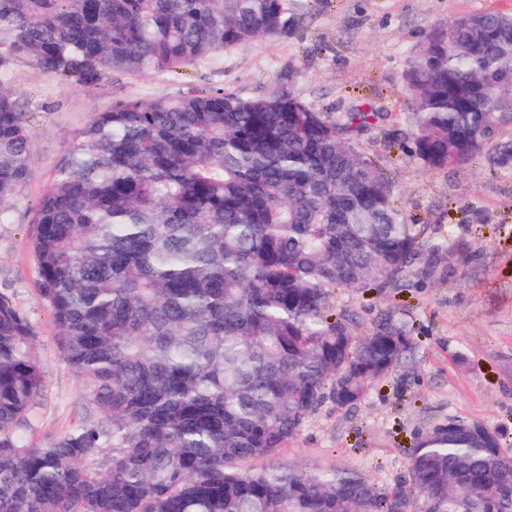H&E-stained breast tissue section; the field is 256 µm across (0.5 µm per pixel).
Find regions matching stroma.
I'll list each match as a JSON object with an SVG mask.
<instances>
[{
    "label": "stroma",
    "instance_id": "35a3bbf8",
    "mask_svg": "<svg viewBox=\"0 0 512 512\" xmlns=\"http://www.w3.org/2000/svg\"><path fill=\"white\" fill-rule=\"evenodd\" d=\"M486 9L512 13V0H321L287 35L160 77L116 73L97 88L62 83L27 60L15 61L14 85L32 141L31 179L13 201L10 221L0 223V291L28 316L45 372L34 442L78 424L86 410L39 294L31 249L33 209L78 132L117 100L287 86L320 112L369 103L383 113L363 143L393 182L395 205L441 249L416 257L406 291H333V306L352 311L361 331L387 306L406 308L417 348L358 406L324 407L280 461L355 468L383 489L407 475L409 450L426 427L448 418L502 426L512 444V169L477 159L438 171L399 147L411 110L404 76L416 46L434 24ZM452 232L467 240V256L449 255ZM430 264L432 278L422 274Z\"/></svg>",
    "mask_w": 512,
    "mask_h": 512
}]
</instances>
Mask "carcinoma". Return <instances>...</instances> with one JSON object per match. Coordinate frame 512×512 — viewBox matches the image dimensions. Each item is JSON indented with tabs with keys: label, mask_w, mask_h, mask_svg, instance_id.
Here are the masks:
<instances>
[{
	"label": "carcinoma",
	"mask_w": 512,
	"mask_h": 512,
	"mask_svg": "<svg viewBox=\"0 0 512 512\" xmlns=\"http://www.w3.org/2000/svg\"><path fill=\"white\" fill-rule=\"evenodd\" d=\"M308 0H0V223L30 179L12 63L99 86L288 34ZM410 150L434 170L512 164V14L434 25L405 73ZM372 108L288 87L112 103L33 210L41 297L88 416L32 441L44 370L0 293V512H512L504 430L454 417L381 490L277 462L415 348L405 310L357 335L331 291L401 288L425 246L362 136Z\"/></svg>",
	"instance_id": "carcinoma-1"
}]
</instances>
